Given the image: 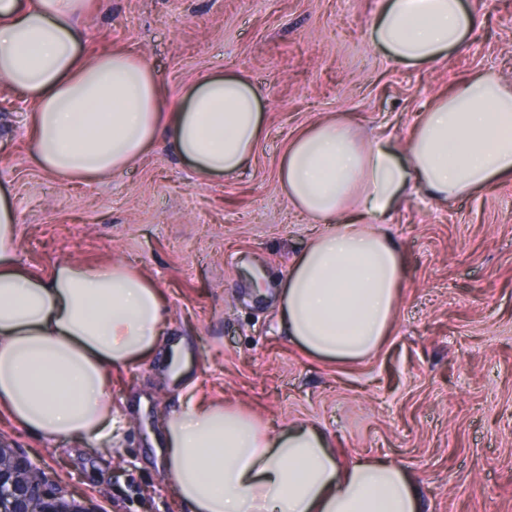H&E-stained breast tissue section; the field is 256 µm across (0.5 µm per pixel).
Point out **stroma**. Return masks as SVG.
Returning <instances> with one entry per match:
<instances>
[{"mask_svg": "<svg viewBox=\"0 0 512 512\" xmlns=\"http://www.w3.org/2000/svg\"><path fill=\"white\" fill-rule=\"evenodd\" d=\"M383 0H91L88 50L146 58L171 94L237 72L262 95L250 166L199 179L165 142L90 185L35 167L23 114L0 88V188L16 210L17 256L121 261L165 297L166 335L112 371L111 445L44 443L9 421L0 441L43 467L84 512H188L160 467L161 419L188 397L244 408L268 427L311 422L340 462L383 458L416 480L423 512H512V180L443 205L410 193L388 229L407 268L394 327L370 357L327 361L279 322L291 263L325 227L292 207L278 176L289 142L330 114L404 144L420 112L457 81L512 82V0H484L483 26L433 68L394 62L372 41ZM194 355L171 380L173 343Z\"/></svg>", "mask_w": 512, "mask_h": 512, "instance_id": "35a3bbf8", "label": "stroma"}]
</instances>
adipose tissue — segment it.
<instances>
[{
	"mask_svg": "<svg viewBox=\"0 0 512 512\" xmlns=\"http://www.w3.org/2000/svg\"><path fill=\"white\" fill-rule=\"evenodd\" d=\"M89 0H0V85L33 104L35 166L92 183L146 155L159 137L199 177H231L263 133L261 98L231 73L172 96L144 57L90 55ZM485 17L463 0H384L376 46L432 67ZM512 177V84L477 72L418 115L404 145L363 140L332 117L289 143L279 180L291 204L326 225L294 260L281 324L303 350L353 362L390 335L406 266L387 224L410 190L440 204ZM17 214L0 193V411L45 442H111L110 372L150 355L163 297L120 262H64L45 277L19 263ZM164 468L190 512H421L416 481L382 458L341 466L327 435L276 431L237 407L188 401L163 421Z\"/></svg>",
	"mask_w": 512,
	"mask_h": 512,
	"instance_id": "ef3b65f1",
	"label": "adipose tissue"
}]
</instances>
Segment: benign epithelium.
<instances>
[{"label":"benign epithelium","mask_w":512,"mask_h":512,"mask_svg":"<svg viewBox=\"0 0 512 512\" xmlns=\"http://www.w3.org/2000/svg\"><path fill=\"white\" fill-rule=\"evenodd\" d=\"M0 512H80L53 500L45 472L0 443Z\"/></svg>","instance_id":"obj_1"}]
</instances>
